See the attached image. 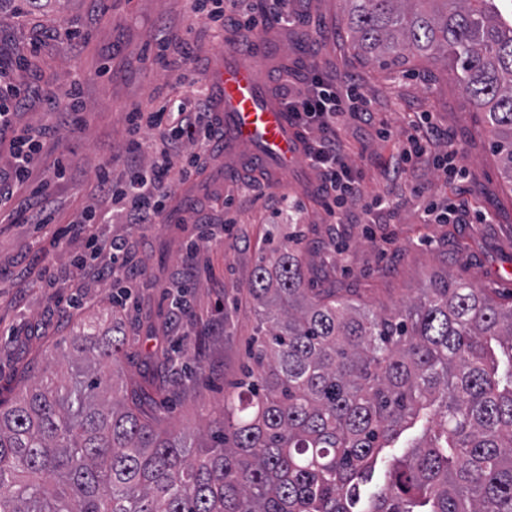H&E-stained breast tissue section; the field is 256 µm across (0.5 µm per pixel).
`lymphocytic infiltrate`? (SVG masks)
<instances>
[{
  "mask_svg": "<svg viewBox=\"0 0 512 512\" xmlns=\"http://www.w3.org/2000/svg\"><path fill=\"white\" fill-rule=\"evenodd\" d=\"M277 95L301 131L308 166L322 178L321 191L327 197L325 207L332 223H343L344 208L349 204L359 205L363 217H370L384 199L364 195L336 135L340 117L349 112H369L370 100L355 87H336L318 72L308 79L306 89L283 83ZM208 109L202 87L194 82L184 90L182 98L169 100L156 111L145 112L136 105L128 108L129 150L134 162L127 181L116 190L108 169H101L98 174L99 188L111 194L117 219L135 224L155 223L166 209L170 170L178 169L184 179L202 172L205 156L214 152L223 138L218 120L201 123L200 115ZM145 126L165 128L167 148L144 162L140 159L143 144L139 134ZM397 155L401 166L429 158L450 177L464 172L458 164L459 150L442 149L440 135L429 128L408 134Z\"/></svg>",
  "mask_w": 512,
  "mask_h": 512,
  "instance_id": "f902f5d3",
  "label": "lymphocytic infiltrate"
}]
</instances>
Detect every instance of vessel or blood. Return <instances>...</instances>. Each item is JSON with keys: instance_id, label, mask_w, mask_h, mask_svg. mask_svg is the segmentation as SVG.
<instances>
[{"instance_id": "vessel-or-blood-1", "label": "vessel or blood", "mask_w": 512, "mask_h": 512, "mask_svg": "<svg viewBox=\"0 0 512 512\" xmlns=\"http://www.w3.org/2000/svg\"><path fill=\"white\" fill-rule=\"evenodd\" d=\"M266 52L264 34H254L249 51L227 45L212 61L207 81L212 102L224 128L226 152L264 166L272 182L298 170L305 160L300 131L267 91L265 77L251 58Z\"/></svg>"}]
</instances>
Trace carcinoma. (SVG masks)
Returning <instances> with one entry per match:
<instances>
[{
  "instance_id": "carcinoma-1",
  "label": "carcinoma",
  "mask_w": 512,
  "mask_h": 512,
  "mask_svg": "<svg viewBox=\"0 0 512 512\" xmlns=\"http://www.w3.org/2000/svg\"><path fill=\"white\" fill-rule=\"evenodd\" d=\"M355 49L444 64L512 183V22L496 0H350ZM253 269L268 328L207 433L163 428L124 337L0 405V512H512V306L444 276L391 314L304 287L300 238ZM414 429L411 451L389 458Z\"/></svg>"
}]
</instances>
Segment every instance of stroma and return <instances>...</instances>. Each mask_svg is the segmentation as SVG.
<instances>
[{"label": "stroma", "mask_w": 512, "mask_h": 512, "mask_svg": "<svg viewBox=\"0 0 512 512\" xmlns=\"http://www.w3.org/2000/svg\"><path fill=\"white\" fill-rule=\"evenodd\" d=\"M296 22L270 31L259 69L291 66L302 84L316 65L337 83H352L371 100L369 120L344 117L340 137L367 196L385 197L373 225L357 206L347 221L331 223L317 173L288 174V202L263 171L237 170L223 152L211 155L201 175L176 183L157 224H97L94 232L127 240V268L138 274L131 299L113 310L112 295L124 286L122 273L108 274V253L92 255L82 238L62 247L51 242L53 227L88 209L104 214L110 198L97 189L102 164L114 184L128 174L131 155L128 107L155 106L177 76L203 79L225 41L209 20L192 16L184 0H112L109 10L94 0H49L27 16L0 13V77L16 89V125L50 127L26 183L12 201L47 185L50 225L0 224V400H13L44 369L65 374L72 320L102 324L119 320L128 337L125 375L156 384L155 404L170 409L169 426L204 429L224 406V393L239 379L247 351L263 334L262 317L247 284L267 241L288 239V228H307L306 272L317 288H348L352 297L378 312H391L419 298L443 274L499 292L512 303V186L491 154L481 113L472 111L451 71L415 58L394 76L360 56L347 34L349 0H294ZM163 51L167 66L154 60ZM81 74L83 109L71 113L67 92ZM428 113L433 125L463 149L462 182H446L430 164L394 172L399 140L409 122ZM395 137H377L381 128ZM251 181L240 192V181ZM469 203L463 224L430 223L425 208ZM487 223H477V215ZM207 240H199V232ZM188 291L189 315H172L169 292ZM179 346L173 365L149 361L160 346Z\"/></svg>", "instance_id": "35a3bbf8"}]
</instances>
